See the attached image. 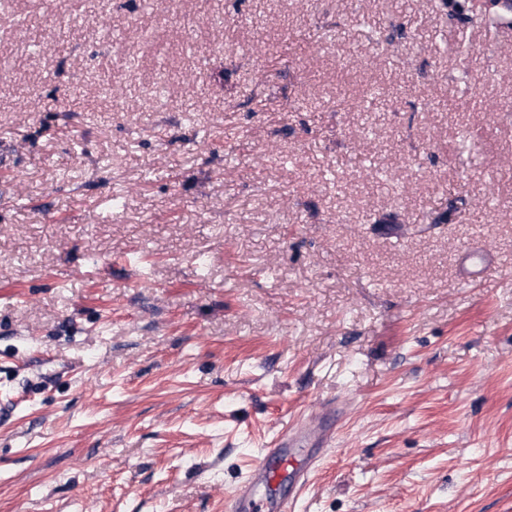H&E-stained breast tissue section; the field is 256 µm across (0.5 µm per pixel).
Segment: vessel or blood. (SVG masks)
<instances>
[{
	"instance_id": "1",
	"label": "vessel or blood",
	"mask_w": 512,
	"mask_h": 512,
	"mask_svg": "<svg viewBox=\"0 0 512 512\" xmlns=\"http://www.w3.org/2000/svg\"><path fill=\"white\" fill-rule=\"evenodd\" d=\"M297 438L279 435L258 465L224 498V512H292L293 493L315 468V456L297 451Z\"/></svg>"
}]
</instances>
